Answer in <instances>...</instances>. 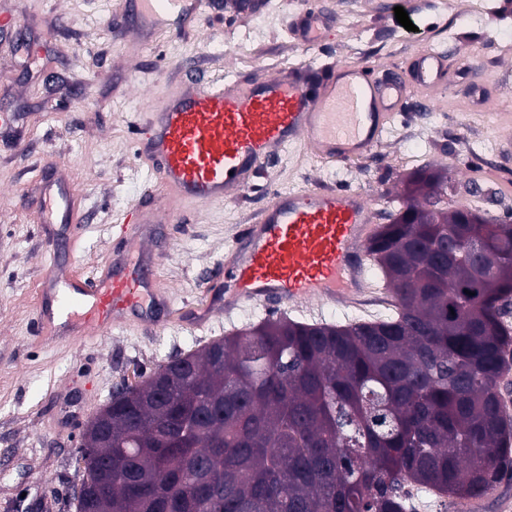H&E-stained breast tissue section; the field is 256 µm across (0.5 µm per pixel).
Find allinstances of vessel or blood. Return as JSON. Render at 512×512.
<instances>
[{
  "label": "vessel or blood",
  "mask_w": 512,
  "mask_h": 512,
  "mask_svg": "<svg viewBox=\"0 0 512 512\" xmlns=\"http://www.w3.org/2000/svg\"><path fill=\"white\" fill-rule=\"evenodd\" d=\"M201 0H135L144 22L156 29L192 19ZM325 12H299L291 28L306 49L316 46ZM441 54L378 66L338 63L309 74L288 68L259 82L200 84L152 108L135 156L151 171L155 190L136 201L116 231L111 256L87 278L53 262L38 288L34 334L44 340L107 335L129 321L152 332L168 322L170 302L157 282L160 248H146L159 224H174L186 204H208L243 195L260 168L279 151L301 146L330 162L369 155L392 127L407 99L446 88ZM44 221L63 224L77 244L83 216L62 178L47 182ZM373 211L356 190L315 188L276 191L253 223L239 232L224 272L209 281L225 311L243 304L299 305L363 302L373 286L366 245L374 234Z\"/></svg>",
  "instance_id": "1"
}]
</instances>
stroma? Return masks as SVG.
Here are the masks:
<instances>
[{
	"label": "stroma",
	"mask_w": 512,
	"mask_h": 512,
	"mask_svg": "<svg viewBox=\"0 0 512 512\" xmlns=\"http://www.w3.org/2000/svg\"><path fill=\"white\" fill-rule=\"evenodd\" d=\"M205 0L169 39L138 40L126 0H0V19L18 28L0 33V512H75L81 433L136 373L262 322L270 308L246 304L232 317L205 284L231 254L237 232L275 190L356 189L369 199L375 224L405 208L404 189L416 175L447 169L455 205L486 217L512 216V160L496 142L505 119L483 95L512 100V0H406L419 25L409 32L390 0H325L331 18L319 44L301 48L289 36L305 0H260L238 12ZM446 56L454 82L446 93L408 101L379 147L346 166L304 148L282 151L258 172L245 197L184 206L165 227L167 247L158 279L172 301L160 332L133 325L85 345L33 339L37 289L51 257L91 272L111 253L112 228L148 192L152 176L132 152L151 99L177 90L184 69L201 83L259 80L289 67L326 69L339 62L386 65L423 51ZM82 101L71 97L74 90ZM62 174L78 189L86 216L77 252L65 242L48 248L40 206L45 181ZM207 316L205 330L186 327Z\"/></svg>",
	"instance_id": "1"
}]
</instances>
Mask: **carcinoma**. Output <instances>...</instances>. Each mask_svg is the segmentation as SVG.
<instances>
[{"label": "carcinoma", "mask_w": 512, "mask_h": 512, "mask_svg": "<svg viewBox=\"0 0 512 512\" xmlns=\"http://www.w3.org/2000/svg\"><path fill=\"white\" fill-rule=\"evenodd\" d=\"M439 173L368 242L394 313L267 319L179 356L83 433L76 512H415L512 476V224H474ZM473 295H468V292Z\"/></svg>", "instance_id": "cac0c4a2"}]
</instances>
